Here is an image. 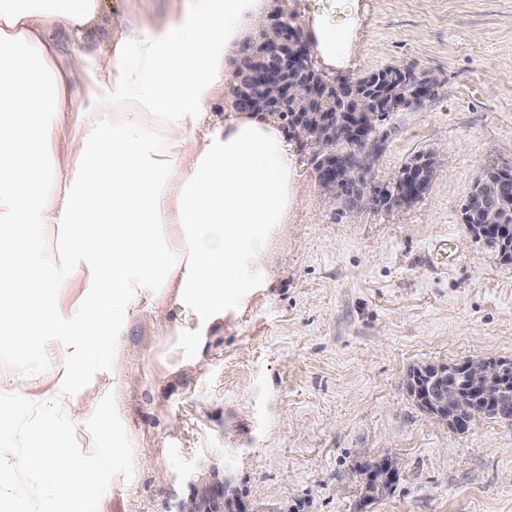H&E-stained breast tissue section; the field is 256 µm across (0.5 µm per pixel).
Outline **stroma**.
Instances as JSON below:
<instances>
[{
    "label": "stroma",
    "instance_id": "stroma-1",
    "mask_svg": "<svg viewBox=\"0 0 512 512\" xmlns=\"http://www.w3.org/2000/svg\"><path fill=\"white\" fill-rule=\"evenodd\" d=\"M357 51L328 78L410 68L432 99L389 113L370 178L391 182L414 157L440 163L408 206L357 208L324 195L296 139L299 185L288 235L263 259L268 288L202 350L160 323L141 296L119 336L85 364L83 419L60 437L90 481L110 485L101 512H178L210 473L228 475L253 512H512V427L482 419L456 432L407 388L412 370L463 359L512 360V262L470 235L462 209L483 169H512V0H360ZM182 0H101L97 24L52 31L61 60L101 65L131 21L154 28ZM447 243L449 261L437 263ZM69 342L35 344L21 393L0 419L15 470L0 512H51L55 490L23 465L37 400L53 392ZM120 437L124 453L103 452ZM395 459L400 479L365 500L362 463Z\"/></svg>",
    "mask_w": 512,
    "mask_h": 512
}]
</instances>
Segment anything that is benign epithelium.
I'll use <instances>...</instances> for the list:
<instances>
[{"instance_id": "obj_1", "label": "benign epithelium", "mask_w": 512, "mask_h": 512, "mask_svg": "<svg viewBox=\"0 0 512 512\" xmlns=\"http://www.w3.org/2000/svg\"><path fill=\"white\" fill-rule=\"evenodd\" d=\"M262 36L241 46L240 88L236 109L266 112L286 122L288 132L312 150L320 189L335 198L342 188H364L382 151L377 124L389 114L387 106L360 94L339 90L316 66L310 41L279 14L266 16ZM435 82L411 70L403 71L396 93L398 105L422 103L434 95ZM349 149L336 153L337 137ZM426 192L424 174L399 172L387 185L379 203L401 205ZM485 237L512 238V224H484ZM512 363L486 356L457 364L430 365L415 370L407 385L412 396L430 416L459 432L468 431L480 418L512 423V392L503 383ZM179 512H248L245 502L229 489L228 480L214 475Z\"/></svg>"}]
</instances>
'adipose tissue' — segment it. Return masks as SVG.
Masks as SVG:
<instances>
[{"instance_id": "1", "label": "adipose tissue", "mask_w": 512, "mask_h": 512, "mask_svg": "<svg viewBox=\"0 0 512 512\" xmlns=\"http://www.w3.org/2000/svg\"><path fill=\"white\" fill-rule=\"evenodd\" d=\"M100 0H0V347L19 349L0 412L20 405L31 341L60 328L57 295L76 288L72 331L45 445L28 465L56 487L58 512H88V484L58 439L57 409L80 419L82 365L119 335L141 289L189 316V343L265 287L267 243L286 237L297 163L283 132L259 112L209 115L225 59L258 31L264 0H186L182 18L131 25L111 60L77 73L56 63L49 28L80 31ZM359 0H313L308 30L324 65L355 54ZM84 82L90 102L74 106ZM57 229L55 253L44 236Z\"/></svg>"}]
</instances>
